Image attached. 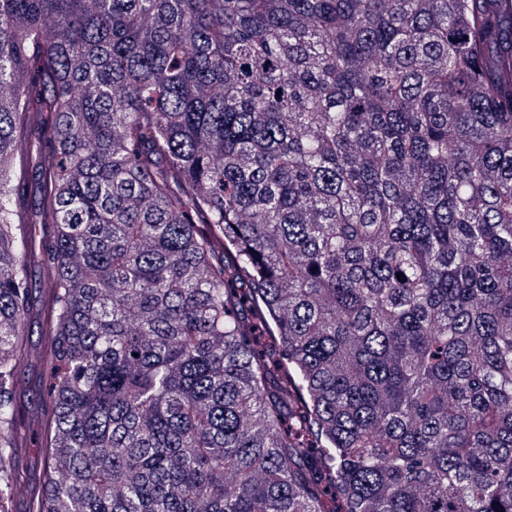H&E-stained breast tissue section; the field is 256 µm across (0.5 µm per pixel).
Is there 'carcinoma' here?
<instances>
[{
  "label": "carcinoma",
  "mask_w": 512,
  "mask_h": 512,
  "mask_svg": "<svg viewBox=\"0 0 512 512\" xmlns=\"http://www.w3.org/2000/svg\"><path fill=\"white\" fill-rule=\"evenodd\" d=\"M34 313L26 512H512V18L0 0V512ZM36 316L32 318V336L29 344V355L18 371L16 397L22 404L28 416V423L31 432L29 445L28 467L31 478L38 481L42 477L43 461L42 450L38 440V431L42 417L41 392L44 387V376L39 360L40 341Z\"/></svg>",
  "instance_id": "carcinoma-1"
}]
</instances>
